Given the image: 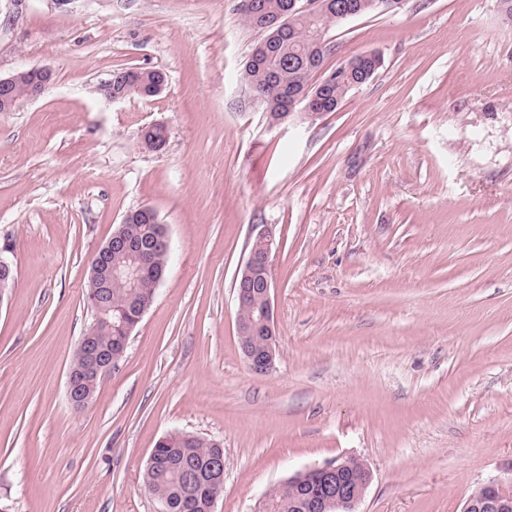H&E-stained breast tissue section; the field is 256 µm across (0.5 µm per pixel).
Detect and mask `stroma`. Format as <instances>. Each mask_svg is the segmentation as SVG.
Listing matches in <instances>:
<instances>
[{
  "mask_svg": "<svg viewBox=\"0 0 512 512\" xmlns=\"http://www.w3.org/2000/svg\"><path fill=\"white\" fill-rule=\"evenodd\" d=\"M239 0H0V76L46 93L0 112V507L158 512L156 442L224 450L216 512L355 457L360 512H461L512 478V22L499 0H406L332 27L324 72L383 63L336 111L273 124L241 74ZM162 71L112 102L113 71ZM165 124L158 153L142 127ZM167 272L117 366L76 410L91 258L140 207ZM275 242L278 356L251 372L235 279ZM21 78H31L33 85L29 87L27 95V83L19 84L15 92L22 98L38 97L44 93L53 78V69L50 65L33 67L19 71L11 76L0 77V112H11L17 106L19 100L14 97L13 89ZM99 384V379L96 382L85 383V388H90L93 392V397L95 395L97 386ZM85 388H79V383L76 377L72 373H68L67 380V393L70 402L72 405H88L92 396L91 391L86 390Z\"/></svg>",
  "mask_w": 512,
  "mask_h": 512,
  "instance_id": "1",
  "label": "stroma"
}]
</instances>
